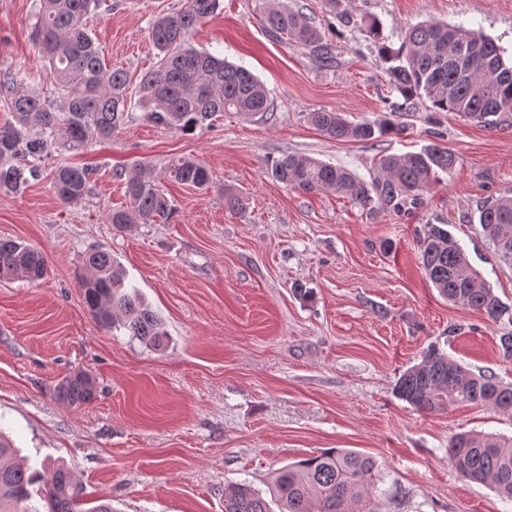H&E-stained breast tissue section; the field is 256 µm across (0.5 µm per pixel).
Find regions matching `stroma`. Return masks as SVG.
<instances>
[{"instance_id": "obj_1", "label": "stroma", "mask_w": 512, "mask_h": 512, "mask_svg": "<svg viewBox=\"0 0 512 512\" xmlns=\"http://www.w3.org/2000/svg\"><path fill=\"white\" fill-rule=\"evenodd\" d=\"M183 2L104 0L88 26L107 61L136 77L156 63L151 20ZM283 2L324 31L333 65L270 40L261 0H220L191 38L257 76L270 112H228L186 133L149 122L137 107L110 141L51 150L38 179L0 193V238L33 245L47 264L39 281L0 282V429L31 463L63 460L87 499L111 501L112 512H224L225 489L266 490L279 468L328 448L376 460L380 512H512V501L462 479L448 461L452 435L510 437L512 416L480 406L421 413L395 393L400 374L433 344L474 373L512 382L500 349L512 323L439 296L418 259L425 224L447 225L512 308V267L477 222L482 201L512 194V126L489 129L418 99L403 103L358 27L378 19L396 45L426 20L461 25L511 58L512 0H340L333 11L325 0ZM37 4L0 0V75L25 68L27 85L51 96L31 38ZM323 109L355 123L392 110L405 132L334 141L307 119ZM432 144L454 153L456 166L401 215L286 189L265 168L269 158L301 153L368 181L381 155ZM177 157L203 162L210 189L167 183L177 208L169 223L114 228L108 216L126 203L116 170L140 163L159 176ZM60 164L91 169L93 192L81 203L56 196L51 172ZM228 190L242 197V212L225 207ZM91 250L111 254L163 320V346L95 322L78 288ZM297 283L312 300L293 294ZM80 370L98 391L76 408L54 390Z\"/></svg>"}]
</instances>
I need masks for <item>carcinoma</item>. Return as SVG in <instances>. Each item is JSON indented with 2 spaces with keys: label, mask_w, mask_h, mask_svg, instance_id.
Returning <instances> with one entry per match:
<instances>
[{
  "label": "carcinoma",
  "mask_w": 512,
  "mask_h": 512,
  "mask_svg": "<svg viewBox=\"0 0 512 512\" xmlns=\"http://www.w3.org/2000/svg\"><path fill=\"white\" fill-rule=\"evenodd\" d=\"M99 0H40L33 38L42 50L46 69L57 90L54 100L25 86L22 72L0 80L4 106L16 122L0 125V191L16 193L41 174L50 146L76 150L107 140L124 124L136 103L160 127L190 132L224 112L248 118L271 108L265 85L249 70L190 43L192 31L215 15L219 0H184L175 14L158 15L151 28L157 65L138 82L112 67L87 26ZM267 34L295 43L315 61L333 62V47L300 11L269 5L262 13ZM361 30L378 43L389 83L404 101L426 98L438 112H451L487 128L512 122V63L492 39L461 26L426 21L409 26L398 47L383 41L381 24L365 20ZM324 135L337 141H369L399 135L403 128L386 114L352 123L339 112L309 113ZM456 157L437 145L420 152L386 155L379 173L366 182L343 167L302 154L266 160L267 173L285 186L305 193L335 192L375 212L405 213L422 203V195L452 171ZM53 188L65 204H77L92 191L91 170L59 165L52 171ZM206 190L211 182L204 164L177 158L161 177L130 175L125 182L126 206L112 210L117 229L132 224L164 223L176 208L163 181ZM482 235L497 256L512 266V195L483 201L477 208ZM420 264L440 296L479 311L491 321L508 318L504 306L471 266L458 240L443 224H427L419 243ZM86 274L78 287L93 319L101 326L124 329L147 347L167 337L162 321L139 293L125 286L126 273L109 253L84 254ZM41 251L19 241L0 238V281L43 277ZM97 391L94 377L78 371L57 385L58 399L72 405L90 403ZM397 396L423 413L449 406L484 405L512 413V383L492 375L474 374L439 348L427 349L420 363L397 380ZM12 442L0 433V512H112L101 503L86 507L83 487L62 465L39 469L12 461ZM448 461L469 481L488 483L512 500V437L459 433L449 440ZM376 462L353 449L331 448L279 469L269 486L271 500L247 485L224 493V512H379Z\"/></svg>",
  "instance_id": "obj_1"
}]
</instances>
